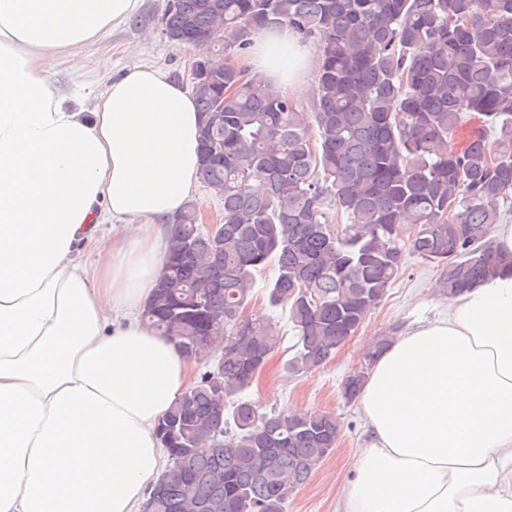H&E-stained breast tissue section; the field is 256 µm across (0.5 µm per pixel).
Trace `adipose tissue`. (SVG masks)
<instances>
[{
  "mask_svg": "<svg viewBox=\"0 0 512 512\" xmlns=\"http://www.w3.org/2000/svg\"><path fill=\"white\" fill-rule=\"evenodd\" d=\"M137 2L0 0V512H142L194 381L142 312L198 177L195 101L152 66L89 99L48 70ZM241 64L312 93L294 31L258 32ZM358 406L344 512H512V270L393 337Z\"/></svg>",
  "mask_w": 512,
  "mask_h": 512,
  "instance_id": "ef3b65f1",
  "label": "adipose tissue"
}]
</instances>
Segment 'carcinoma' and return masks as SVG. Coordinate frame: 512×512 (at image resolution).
I'll list each match as a JSON object with an SVG mask.
<instances>
[{"mask_svg": "<svg viewBox=\"0 0 512 512\" xmlns=\"http://www.w3.org/2000/svg\"><path fill=\"white\" fill-rule=\"evenodd\" d=\"M162 24L169 40L224 56L191 78L200 149H222L199 178L223 199V232L186 204L143 317L190 359L222 347L158 427L169 464L145 512H285L340 423L243 397L280 342L251 307L256 277L275 263L267 300L288 311L297 341L284 369L299 375L355 333L404 251L439 268L446 297L512 266L491 240L512 193V0H170ZM284 27L317 53L310 124L233 63L258 31ZM471 115L480 126L448 153ZM332 209L346 217L335 228ZM364 379L347 378L348 400Z\"/></svg>", "mask_w": 512, "mask_h": 512, "instance_id": "obj_1", "label": "carcinoma"}]
</instances>
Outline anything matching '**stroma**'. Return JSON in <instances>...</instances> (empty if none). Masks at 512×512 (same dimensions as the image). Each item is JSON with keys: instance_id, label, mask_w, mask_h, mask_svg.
Listing matches in <instances>:
<instances>
[{"instance_id": "1", "label": "stroma", "mask_w": 512, "mask_h": 512, "mask_svg": "<svg viewBox=\"0 0 512 512\" xmlns=\"http://www.w3.org/2000/svg\"><path fill=\"white\" fill-rule=\"evenodd\" d=\"M168 0H140L137 11L99 42L77 51L76 61L90 62L101 55L112 58L113 73L137 64H152L189 85L193 51L168 41L160 19ZM437 268L412 253H404L401 270L382 302L371 311L357 332L319 368L290 377L285 362L293 355L295 334L284 310H271L281 341L268 366L260 374L249 398L264 408L283 412L287 406L301 411L326 412L341 422L334 450L315 468L308 483L288 502L286 512H342L340 490L347 478L349 461L365 438V426L356 402L345 399L346 378L361 370L366 339L372 334H396L419 321L437 317L447 300L435 288Z\"/></svg>"}]
</instances>
